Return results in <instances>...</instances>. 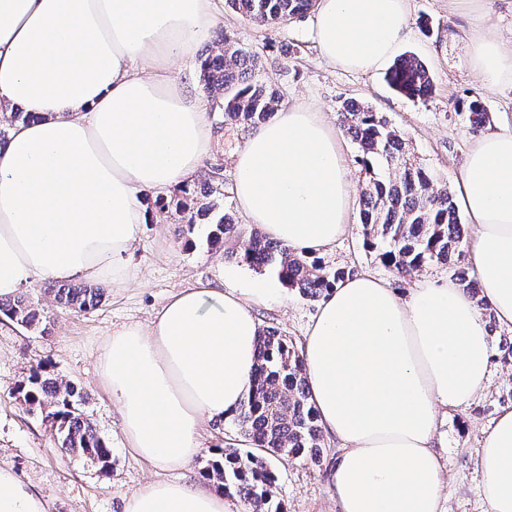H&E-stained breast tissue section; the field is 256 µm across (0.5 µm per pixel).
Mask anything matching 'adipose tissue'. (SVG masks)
Instances as JSON below:
<instances>
[{
    "instance_id": "adipose-tissue-1",
    "label": "adipose tissue",
    "mask_w": 512,
    "mask_h": 512,
    "mask_svg": "<svg viewBox=\"0 0 512 512\" xmlns=\"http://www.w3.org/2000/svg\"><path fill=\"white\" fill-rule=\"evenodd\" d=\"M224 18V0H0V114L36 113L0 139V300L50 279L116 288L157 216L143 193L192 184L216 141L193 77L176 64ZM409 0H317L313 40L331 64L387 65L408 32ZM476 71L512 83V46L478 30ZM247 223L299 252L340 238L353 197L342 140L323 113L293 104L251 129L235 155ZM474 227L468 252L498 324L512 326V130L471 146L459 181ZM197 282L145 325L113 331L98 355L128 448L154 468L200 453L203 419L234 418L256 362L253 302ZM300 355L318 423L339 443L330 487L339 512H443L440 413L488 387L492 346L470 296L418 279L407 296L376 276L339 282L319 304ZM489 512H512V409L496 417L478 458ZM124 512H250L217 483L153 479ZM0 512H48L46 500L0 464Z\"/></svg>"
}]
</instances>
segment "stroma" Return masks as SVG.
Listing matches in <instances>:
<instances>
[{
    "instance_id": "obj_1",
    "label": "stroma",
    "mask_w": 512,
    "mask_h": 512,
    "mask_svg": "<svg viewBox=\"0 0 512 512\" xmlns=\"http://www.w3.org/2000/svg\"><path fill=\"white\" fill-rule=\"evenodd\" d=\"M409 25L398 53L416 54L430 68L434 91L427 100H412L394 91L385 70L354 73L321 58L313 41L309 18L275 27L261 26L233 10L212 30L228 34L262 55L256 78L279 86L285 104H305L336 119L343 101L353 98L383 113L407 140L417 164L434 170L456 186L467 153L483 129L457 115L456 102L480 96L489 115L487 128L512 129V84L487 85L471 64L475 16L467 0H410ZM218 147L207 160L204 179L218 177L222 209L236 210L233 192L235 155L246 133L244 126L209 112ZM208 225L185 232L174 220L148 224L133 252L137 278L125 288H106L100 305L89 312L65 311L52 302L50 281L27 290L49 321L48 332L0 321V462L31 484L50 505V512H124L123 496L163 473L136 458L124 445L121 419L105 390L97 367L102 344L113 330L130 322L148 323L167 299L196 280L228 288H249L270 278L206 244ZM327 268L346 267L354 273L378 276L407 295L413 278L395 276L381 263L376 250L364 243L358 214H351L346 233L318 254ZM318 306L298 290L283 289L281 297L256 301L261 325H273L302 345ZM492 355L491 384L482 396L445 415L439 447L445 462L441 475L444 512H486L477 492L480 474L477 454L498 412L512 405V362L502 361L500 345L512 341V330L488 318ZM41 370L63 382L80 386L82 410L112 450L108 470L82 456L60 450L56 432L44 409L26 405L17 393L20 380ZM197 441L202 455L167 478L194 483L202 478L207 449L237 447L241 436L232 422H203ZM319 463L277 461L273 498L287 512H338L329 491L330 466L337 445L324 440Z\"/></svg>"
}]
</instances>
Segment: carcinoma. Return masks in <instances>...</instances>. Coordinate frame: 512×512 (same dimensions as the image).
<instances>
[{"mask_svg": "<svg viewBox=\"0 0 512 512\" xmlns=\"http://www.w3.org/2000/svg\"><path fill=\"white\" fill-rule=\"evenodd\" d=\"M226 3L249 20L271 26L300 18L314 6L313 0ZM259 64L258 51L227 34L199 58L200 80L212 104L224 112L227 120L245 127L270 120L281 100L275 86L255 79ZM387 81L410 99L425 100L434 90L429 68L411 53L396 59ZM455 110L475 127L489 120L478 96L455 103ZM338 119L342 130L359 146L367 174L360 195V224L366 244L381 249L385 266L403 278L432 264L455 268L480 312L488 311L477 279L460 269L466 228L447 182L416 164L403 137L372 107L347 100L339 109ZM180 193L182 199L175 203L162 194L155 197L153 207L160 219L167 220L176 211L189 232L198 222L209 221L213 229L207 236L208 245L225 249L226 255L250 267L274 271L289 288L318 298L353 275L344 268L328 269L308 253H299L255 229L249 230L235 223L228 213L218 214V203L212 196L220 189L207 181L199 197L189 187L180 189ZM101 296V289L85 285L63 284L54 289L57 305L76 306L83 311L96 307ZM0 315L27 329L40 323L38 306L24 294L0 301ZM19 393L26 404L48 409L47 416L57 422L61 448L92 460L103 470L111 466V448L87 421L76 385L63 384L36 371L20 385ZM233 422L252 448L223 449L220 457L208 461L203 476L220 485L224 493L237 496L253 512H286L273 499L276 477L268 458L318 463L322 434L308 398L300 354L274 328L260 331L250 387Z\"/></svg>", "mask_w": 512, "mask_h": 512, "instance_id": "carcinoma-1", "label": "carcinoma"}]
</instances>
